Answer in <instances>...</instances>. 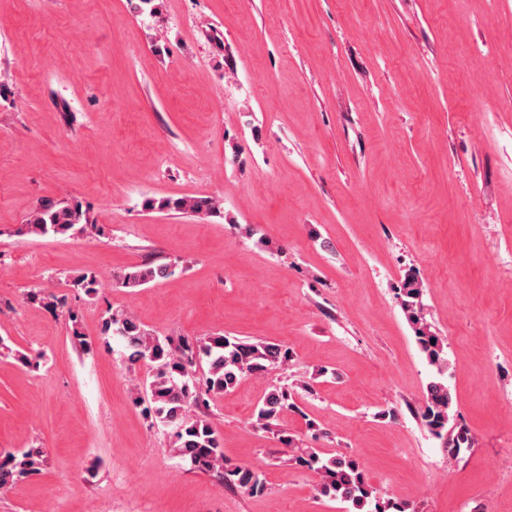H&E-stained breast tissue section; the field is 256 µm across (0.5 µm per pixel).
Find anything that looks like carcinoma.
<instances>
[{"label": "carcinoma", "instance_id": "cac0c4a2", "mask_svg": "<svg viewBox=\"0 0 512 512\" xmlns=\"http://www.w3.org/2000/svg\"><path fill=\"white\" fill-rule=\"evenodd\" d=\"M146 206L196 214L220 211L219 201L210 197H165L149 200ZM25 224L29 232L43 237L72 236L97 229L81 204L68 201L39 204L29 212ZM169 275L166 265L133 266L117 276V284L136 288ZM73 287L92 296L99 292L101 281L97 274L86 272L74 279ZM422 296V279L410 269L399 289L401 307L420 352L436 369V376L426 387L421 417L441 440V447L458 454L471 447L472 437L462 426L448 430L453 398L444 379L448 368L447 343L427 322ZM102 336L122 341L129 365L149 366L143 389L150 397L155 423L172 431V451L176 457L194 469L213 474L222 485L236 486L251 494L263 489L261 471L252 465L228 463L219 432L207 416L195 413V409L207 405L209 396H224L245 378L260 377L285 367L290 360L288 349L271 341L247 342L225 335L161 338L122 311H112L103 319ZM202 362L207 365L203 392L194 378L195 367ZM296 395L297 391L286 385L269 387L257 411V426L273 430L283 414L298 410ZM277 437L293 452L292 461L318 474L319 493L345 503L347 512H412L409 504L378 495L355 459L342 455L327 457L317 448H304L284 430L277 431ZM43 456L41 448L0 453V489L38 473Z\"/></svg>", "mask_w": 512, "mask_h": 512}]
</instances>
